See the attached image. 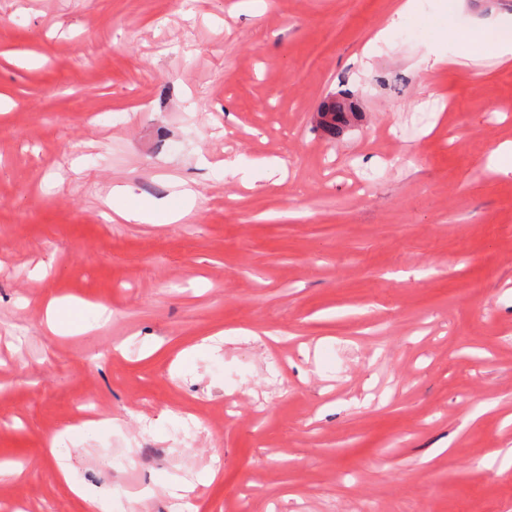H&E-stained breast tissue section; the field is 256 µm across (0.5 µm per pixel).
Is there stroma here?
I'll use <instances>...</instances> for the list:
<instances>
[{
    "instance_id": "obj_1",
    "label": "stroma",
    "mask_w": 512,
    "mask_h": 512,
    "mask_svg": "<svg viewBox=\"0 0 512 512\" xmlns=\"http://www.w3.org/2000/svg\"><path fill=\"white\" fill-rule=\"evenodd\" d=\"M399 2L0 0V512H85L62 467L112 512H512V61L430 67L446 0ZM346 100L331 99L325 101L321 105V109H325L326 116L330 117L329 122H325L324 131L332 138L336 137L344 124L347 122V112L345 108ZM181 204L176 207L171 201L163 200L156 206L153 215H142L136 213H123V217L127 221H140L142 223H172L185 218L191 211L195 201V192L191 188H185L178 193ZM160 221V222H158ZM93 424L94 421L84 422L80 428H68L58 436L53 437L48 445L50 452L54 455L60 447L59 443L63 442L65 437L70 439L74 448H78L83 440L95 431V425Z\"/></svg>"
}]
</instances>
